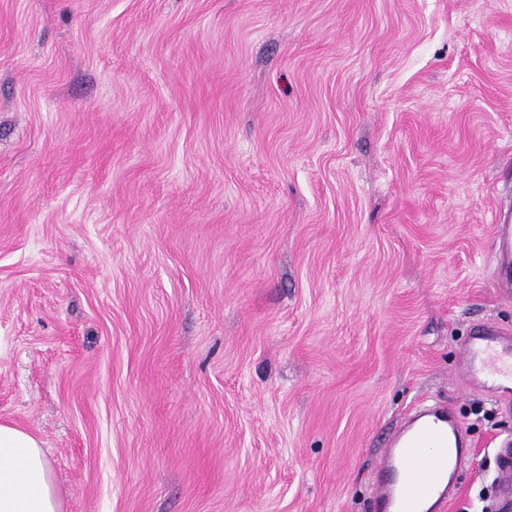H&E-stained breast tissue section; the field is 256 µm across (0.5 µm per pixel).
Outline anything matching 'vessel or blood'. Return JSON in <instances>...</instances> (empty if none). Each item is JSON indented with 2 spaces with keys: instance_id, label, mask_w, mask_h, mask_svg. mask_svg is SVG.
Wrapping results in <instances>:
<instances>
[{
  "instance_id": "1",
  "label": "vessel or blood",
  "mask_w": 512,
  "mask_h": 512,
  "mask_svg": "<svg viewBox=\"0 0 512 512\" xmlns=\"http://www.w3.org/2000/svg\"><path fill=\"white\" fill-rule=\"evenodd\" d=\"M498 260L512 272V223L496 226ZM476 387L485 381L512 379V336L483 328L467 342L459 365ZM472 443L451 406L415 417L389 439L376 470L375 512H444L460 487L461 460ZM495 491L512 504V443L495 452Z\"/></svg>"
}]
</instances>
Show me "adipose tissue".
<instances>
[{
    "label": "adipose tissue",
    "mask_w": 512,
    "mask_h": 512,
    "mask_svg": "<svg viewBox=\"0 0 512 512\" xmlns=\"http://www.w3.org/2000/svg\"><path fill=\"white\" fill-rule=\"evenodd\" d=\"M51 462L38 438L0 423V512H62Z\"/></svg>",
    "instance_id": "obj_1"
}]
</instances>
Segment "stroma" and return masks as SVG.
Returning <instances> with one entry per match:
<instances>
[{"label":"stroma","mask_w":512,"mask_h":512,"mask_svg":"<svg viewBox=\"0 0 512 512\" xmlns=\"http://www.w3.org/2000/svg\"><path fill=\"white\" fill-rule=\"evenodd\" d=\"M512 0H0V422L65 512H374L396 428L512 391ZM509 220L499 219L496 224V237L498 243V261L503 266L506 277L505 281L512 279V225ZM511 271V277H510ZM459 368L475 387L488 380H512V337L493 327L483 328L470 337Z\"/></svg>","instance_id":"obj_1"}]
</instances>
